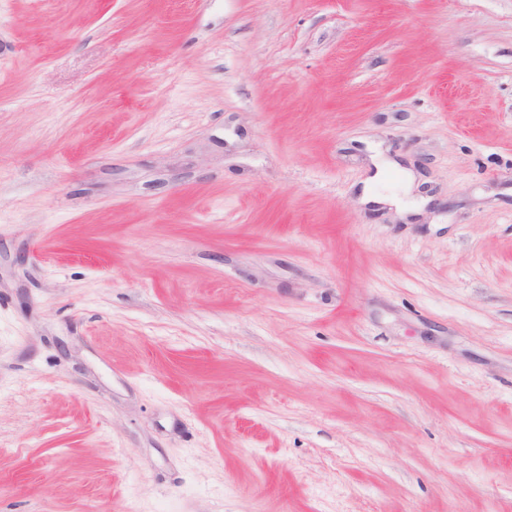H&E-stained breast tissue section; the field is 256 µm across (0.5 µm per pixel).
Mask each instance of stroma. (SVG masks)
<instances>
[{"mask_svg": "<svg viewBox=\"0 0 512 512\" xmlns=\"http://www.w3.org/2000/svg\"><path fill=\"white\" fill-rule=\"evenodd\" d=\"M0 512H512V0H0Z\"/></svg>", "mask_w": 512, "mask_h": 512, "instance_id": "stroma-1", "label": "stroma"}]
</instances>
